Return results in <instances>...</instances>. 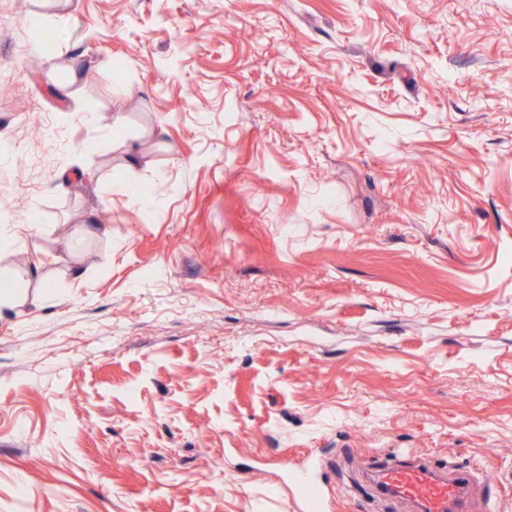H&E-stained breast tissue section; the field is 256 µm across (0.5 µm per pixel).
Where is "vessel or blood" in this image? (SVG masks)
<instances>
[{"label":"vessel or blood","instance_id":"vessel-or-blood-1","mask_svg":"<svg viewBox=\"0 0 512 512\" xmlns=\"http://www.w3.org/2000/svg\"><path fill=\"white\" fill-rule=\"evenodd\" d=\"M285 474L293 486L303 491L313 490L323 479V469L318 463L289 468ZM470 483L467 473L448 477L436 465L422 461L382 460L375 465L376 492L413 503L422 512H461Z\"/></svg>","mask_w":512,"mask_h":512}]
</instances>
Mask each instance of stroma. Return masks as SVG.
<instances>
[{"label": "stroma", "mask_w": 512, "mask_h": 512, "mask_svg": "<svg viewBox=\"0 0 512 512\" xmlns=\"http://www.w3.org/2000/svg\"><path fill=\"white\" fill-rule=\"evenodd\" d=\"M0 140V512H512V0H0ZM471 477H446L436 465L422 461L380 460L374 486L379 495L415 504L423 512L462 511ZM285 474L287 481L297 489L310 491L318 487L322 483L323 469L320 463H312L307 467L292 468L288 463L285 464Z\"/></svg>", "instance_id": "obj_1"}]
</instances>
